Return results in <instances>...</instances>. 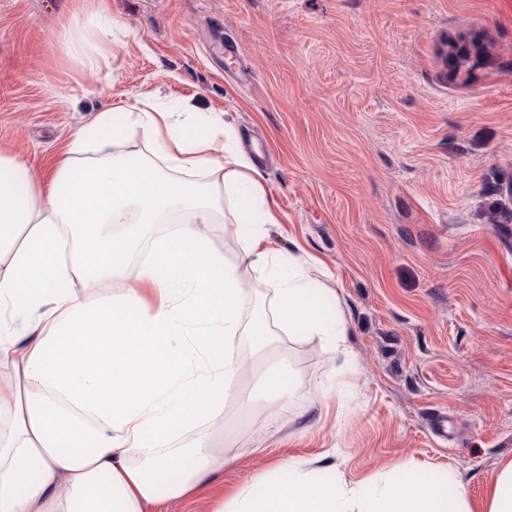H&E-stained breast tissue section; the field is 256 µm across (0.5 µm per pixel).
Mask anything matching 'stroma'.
I'll list each match as a JSON object with an SVG mask.
<instances>
[{
    "label": "stroma",
    "mask_w": 512,
    "mask_h": 512,
    "mask_svg": "<svg viewBox=\"0 0 512 512\" xmlns=\"http://www.w3.org/2000/svg\"><path fill=\"white\" fill-rule=\"evenodd\" d=\"M74 19L75 49L60 37ZM215 28L249 85L225 77ZM147 95L235 129L280 213L267 248L308 260L351 334L342 354L276 332L305 357L288 398L254 421L229 401L186 433L241 455L146 512H214L292 462L352 484L404 464L481 508L512 458V0H0V152L39 178L100 112ZM260 219H216L211 248L238 261Z\"/></svg>",
    "instance_id": "obj_1"
}]
</instances>
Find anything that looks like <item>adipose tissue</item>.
<instances>
[{
  "mask_svg": "<svg viewBox=\"0 0 512 512\" xmlns=\"http://www.w3.org/2000/svg\"><path fill=\"white\" fill-rule=\"evenodd\" d=\"M205 120L213 133L198 137ZM141 130L147 152L124 147ZM260 209L262 222L231 263L213 251L207 224ZM188 219L128 279L145 226ZM280 221L261 174L235 148L219 118H185L145 97L121 118L102 112L67 146L49 185L0 154V512H145L159 496H192L228 461L222 444L172 442L241 398L233 351L269 344L272 328L324 337L344 349L345 319L328 320L296 259L265 248ZM273 286L269 317L244 320L242 290L253 274ZM93 279L99 297L73 291ZM26 317L23 332L12 324ZM371 494L343 475L301 464L245 485L216 512H473L463 484L447 490L416 468Z\"/></svg>",
  "mask_w": 512,
  "mask_h": 512,
  "instance_id": "ef3b65f1",
  "label": "adipose tissue"
}]
</instances>
